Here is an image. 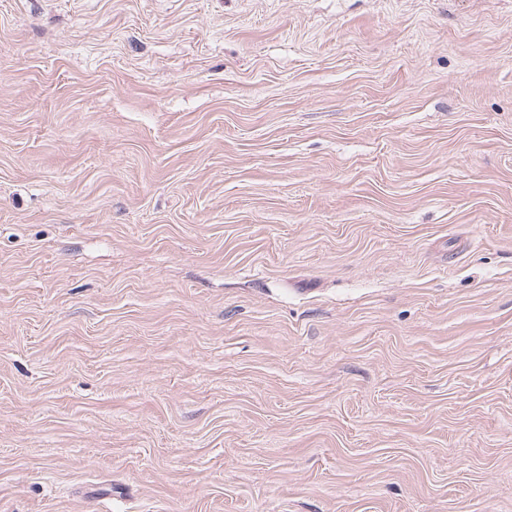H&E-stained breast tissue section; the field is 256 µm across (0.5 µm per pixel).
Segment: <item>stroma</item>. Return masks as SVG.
I'll return each instance as SVG.
<instances>
[{"label": "stroma", "instance_id": "35a3bbf8", "mask_svg": "<svg viewBox=\"0 0 512 512\" xmlns=\"http://www.w3.org/2000/svg\"><path fill=\"white\" fill-rule=\"evenodd\" d=\"M0 512H512V0H0Z\"/></svg>", "mask_w": 512, "mask_h": 512}]
</instances>
